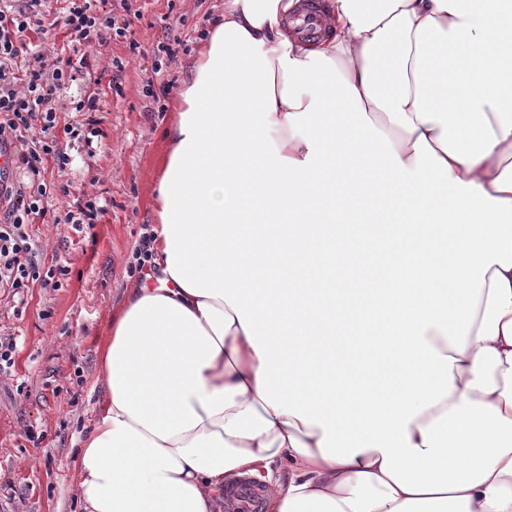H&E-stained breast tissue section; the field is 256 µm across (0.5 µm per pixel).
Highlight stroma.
<instances>
[{
	"label": "stroma",
	"instance_id": "stroma-1",
	"mask_svg": "<svg viewBox=\"0 0 512 512\" xmlns=\"http://www.w3.org/2000/svg\"><path fill=\"white\" fill-rule=\"evenodd\" d=\"M131 9L138 18L127 36L90 57L108 88L107 136L92 164L78 155L66 173L47 169V179L68 182L71 194L50 199L49 217L26 228L35 262L70 273L59 288L33 284L21 301L0 292V334L17 338L14 364L0 372V512H83L70 467L103 397L99 348L127 284L156 269L138 266L136 249L155 223L163 131L175 118L182 65L224 0H131ZM175 40L181 49L171 59L162 47ZM113 58L121 68L110 67ZM150 86L166 90L163 102L148 97ZM84 192L112 201L88 237L52 220ZM30 431L41 434L40 444L27 440Z\"/></svg>",
	"mask_w": 512,
	"mask_h": 512
}]
</instances>
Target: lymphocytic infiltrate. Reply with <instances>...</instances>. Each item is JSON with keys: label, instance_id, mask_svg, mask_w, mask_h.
I'll use <instances>...</instances> for the list:
<instances>
[{"label": "lymphocytic infiltrate", "instance_id": "lymphocytic-infiltrate-1", "mask_svg": "<svg viewBox=\"0 0 512 512\" xmlns=\"http://www.w3.org/2000/svg\"><path fill=\"white\" fill-rule=\"evenodd\" d=\"M59 20L67 31L68 46L46 47L43 0H0V145H22L14 154V170L26 182L0 175V199L7 204L0 216V288L24 295L33 282L60 287L68 267H39L32 258L26 227L48 213L46 202L69 195L67 184L46 180L47 165L65 171L70 150L82 144L94 158V141L104 131L97 114L103 106L98 80L92 76L88 46H103L113 36L126 35L131 22L129 0H65ZM86 88L70 96L72 82ZM67 100L74 119L61 121L58 104Z\"/></svg>", "mask_w": 512, "mask_h": 512}]
</instances>
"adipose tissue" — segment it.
Listing matches in <instances>:
<instances>
[{
	"label": "adipose tissue",
	"instance_id": "1",
	"mask_svg": "<svg viewBox=\"0 0 512 512\" xmlns=\"http://www.w3.org/2000/svg\"><path fill=\"white\" fill-rule=\"evenodd\" d=\"M299 8L224 0L187 64L84 512H224L243 475L269 512H512V0H326L316 40ZM388 251L433 264L337 287Z\"/></svg>",
	"mask_w": 512,
	"mask_h": 512
}]
</instances>
